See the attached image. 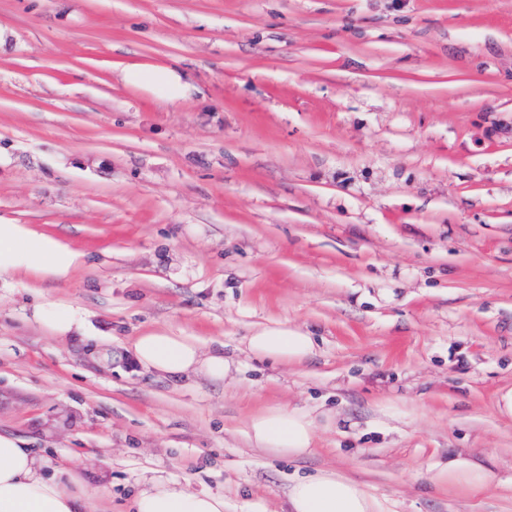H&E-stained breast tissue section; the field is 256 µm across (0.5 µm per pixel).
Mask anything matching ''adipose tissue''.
Wrapping results in <instances>:
<instances>
[{"instance_id":"ef3b65f1","label":"adipose tissue","mask_w":512,"mask_h":512,"mask_svg":"<svg viewBox=\"0 0 512 512\" xmlns=\"http://www.w3.org/2000/svg\"><path fill=\"white\" fill-rule=\"evenodd\" d=\"M84 252L27 224L0 223V280L35 276L53 281L69 279L84 263ZM32 321L55 337L85 335L88 321L72 307L53 302L35 304ZM255 357L284 364L306 362L315 351L308 333L286 327H264L247 339ZM128 354L159 375L180 378L191 373L221 381L232 368L223 351H202L184 336L151 331L131 341ZM316 424L306 413L267 407L253 414L247 438L252 447L299 459L311 453ZM438 481L448 491L477 493L493 481L492 473L469 458L449 459ZM100 498L77 475L48 474L42 457L24 440L0 433V512H101ZM290 512H379L376 498L349 476L324 471L302 477L288 488ZM131 512H224L223 496L192 492L158 473L144 477Z\"/></svg>"}]
</instances>
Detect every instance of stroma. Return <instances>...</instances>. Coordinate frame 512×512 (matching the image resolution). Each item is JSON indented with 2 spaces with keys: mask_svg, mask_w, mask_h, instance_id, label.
I'll return each mask as SVG.
<instances>
[{
  "mask_svg": "<svg viewBox=\"0 0 512 512\" xmlns=\"http://www.w3.org/2000/svg\"><path fill=\"white\" fill-rule=\"evenodd\" d=\"M0 222L86 253L0 284V431L125 512L149 470L287 512L336 469L382 512H512V0H0ZM165 65L172 102L121 81ZM79 308L61 340L28 319ZM313 336L257 358L263 327ZM223 346L225 380L136 366L146 331ZM111 347L113 360L93 357ZM312 452L253 448L266 407ZM491 471L471 495L435 475ZM30 319L58 338L74 336L73 334L84 336L88 327V320L83 313L54 302L35 304ZM247 350L257 358L284 364H303L314 355L313 337L288 327H264L248 336ZM315 437V421L300 410L267 407L248 423L247 438L253 448L292 459L310 454ZM438 481L447 484L448 492L479 493L492 483L493 475L471 459L458 455L448 460V468L438 475Z\"/></svg>",
  "mask_w": 512,
  "mask_h": 512,
  "instance_id": "obj_1",
  "label": "stroma"
}]
</instances>
